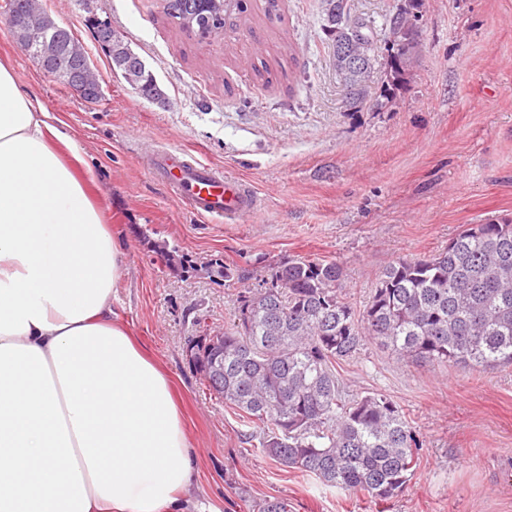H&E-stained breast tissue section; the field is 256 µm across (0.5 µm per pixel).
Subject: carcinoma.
Wrapping results in <instances>:
<instances>
[{
	"mask_svg": "<svg viewBox=\"0 0 512 512\" xmlns=\"http://www.w3.org/2000/svg\"><path fill=\"white\" fill-rule=\"evenodd\" d=\"M422 0H402L397 18L381 29L352 12L350 0H322V30L332 42L333 67L352 111L392 102L406 88L420 43ZM44 21L58 54L43 62L60 83L98 72L72 30L45 0H10ZM242 0H169L167 15L182 29L212 37ZM86 23L103 45L109 23L87 10ZM111 69L145 99L165 93L124 37L103 50ZM381 91L372 96L374 76ZM343 268L335 262L291 259L271 268L263 286L238 297L233 323L218 346L201 336L190 343L203 381L260 430V451L278 464L324 484L384 501L412 479L419 440L401 407L373 392L345 398L334 364L375 341L397 358L430 365L487 368L512 365V220L472 224L438 254L390 262L363 310L341 295ZM224 349V370L212 366Z\"/></svg>",
	"mask_w": 512,
	"mask_h": 512,
	"instance_id": "1",
	"label": "carcinoma"
}]
</instances>
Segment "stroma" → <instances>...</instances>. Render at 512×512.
<instances>
[{"label":"stroma","mask_w":512,"mask_h":512,"mask_svg":"<svg viewBox=\"0 0 512 512\" xmlns=\"http://www.w3.org/2000/svg\"><path fill=\"white\" fill-rule=\"evenodd\" d=\"M102 75L88 103L21 53L0 19V61L85 153L124 246L112 308L171 378L197 454L194 512H512V366L464 370L399 361L379 344L336 364L346 394L378 391L422 448L407 490L379 502L261 455L258 440L195 374L190 339L232 324L270 264L304 256L343 268L362 309L383 268L443 250L467 225L512 219V0H423L422 52L406 89L351 112L321 29L320 0H264L234 40L202 42L166 0H50ZM111 23L166 93L162 106L115 74L84 21ZM264 63L269 79L254 67ZM158 147L223 168L258 197L233 223L198 219L148 169ZM212 263L238 279L206 275Z\"/></svg>","instance_id":"35a3bbf8"}]
</instances>
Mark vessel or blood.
Segmentation results:
<instances>
[{
  "label": "vessel or blood",
  "mask_w": 512,
  "mask_h": 512,
  "mask_svg": "<svg viewBox=\"0 0 512 512\" xmlns=\"http://www.w3.org/2000/svg\"><path fill=\"white\" fill-rule=\"evenodd\" d=\"M148 167L199 218L226 220L257 208L255 196L242 181L226 175L223 169L187 157L185 151L156 152Z\"/></svg>",
  "instance_id": "obj_1"
}]
</instances>
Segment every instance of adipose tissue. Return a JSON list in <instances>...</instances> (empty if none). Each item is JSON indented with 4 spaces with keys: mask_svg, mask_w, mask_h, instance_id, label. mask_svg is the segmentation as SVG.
I'll return each mask as SVG.
<instances>
[{
    "mask_svg": "<svg viewBox=\"0 0 512 512\" xmlns=\"http://www.w3.org/2000/svg\"><path fill=\"white\" fill-rule=\"evenodd\" d=\"M73 137L0 62V512H188L173 385L112 311L121 251Z\"/></svg>",
    "mask_w": 512,
    "mask_h": 512,
    "instance_id": "obj_1",
    "label": "adipose tissue"
}]
</instances>
